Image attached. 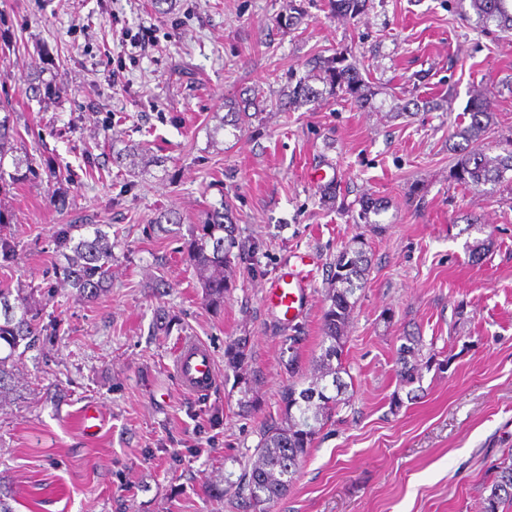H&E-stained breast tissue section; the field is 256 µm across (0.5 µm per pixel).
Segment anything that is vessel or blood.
Returning <instances> with one entry per match:
<instances>
[{"mask_svg": "<svg viewBox=\"0 0 512 512\" xmlns=\"http://www.w3.org/2000/svg\"><path fill=\"white\" fill-rule=\"evenodd\" d=\"M303 264V255H296L293 262L281 267L264 290V303L286 325L298 320L308 306L310 284ZM174 370L182 388L197 397L209 395L217 384L211 349L192 338L182 340L178 346Z\"/></svg>", "mask_w": 512, "mask_h": 512, "instance_id": "vessel-or-blood-1", "label": "vessel or blood"}]
</instances>
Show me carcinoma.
I'll use <instances>...</instances> for the list:
<instances>
[{
	"mask_svg": "<svg viewBox=\"0 0 512 512\" xmlns=\"http://www.w3.org/2000/svg\"><path fill=\"white\" fill-rule=\"evenodd\" d=\"M366 0H329L331 12L354 17L361 13ZM477 19L494 23L504 32L512 31V0H471ZM321 82L349 95L361 105L366 100L363 81L352 66H338L333 59L321 66ZM253 104L248 98L228 101V112L222 125L237 126L249 118L246 109ZM493 100L480 93L469 105V123L458 127L451 150L456 152L453 176L457 183L479 188L502 182L512 171V141L502 153L492 156V147L470 150L468 143L483 140L493 123ZM18 131L11 113L0 118V192L8 187L7 178L19 179L21 170L33 172L32 159L17 155ZM150 149L143 143L132 146L127 153L115 157L122 168H132L138 161L149 158ZM14 171L7 172L6 161ZM13 222L12 214L0 209V263L13 261L17 238L6 231ZM235 227L224 204L213 207L203 224H193L182 251L199 276L205 301L212 307L224 305V289L228 285L227 267L230 248L234 245ZM51 242L62 252L64 262L52 269L47 293L58 287H70L87 300H93L112 284V241L100 224H64L52 235ZM369 272V257L361 248H344L333 263L331 287L325 296L322 315V353L313 365V374L306 387L289 383L279 397L278 416L267 420L260 430V441L239 474L224 473L207 485L208 496L216 501L230 495L237 500L242 512H271L293 483L299 465L310 453L319 432L331 418L338 397L348 390L342 378L346 369L342 363L345 332L349 325L356 291L361 289ZM44 308L35 298L34 290L0 288V412L25 402L27 394L35 393L31 385L19 378V364L31 351L46 353L49 336L57 327L44 323ZM396 349L399 386L409 388L422 379V371L432 366L442 367L434 349H425L423 339L413 333L400 337ZM251 354L247 339L238 338L225 346L224 360L235 374L241 398L240 405L255 413L263 411L261 401L251 386L249 363ZM494 481L484 499V512H499L504 504L512 506V456L501 459L495 466Z\"/></svg>",
	"mask_w": 512,
	"mask_h": 512,
	"instance_id": "1",
	"label": "carcinoma"
}]
</instances>
